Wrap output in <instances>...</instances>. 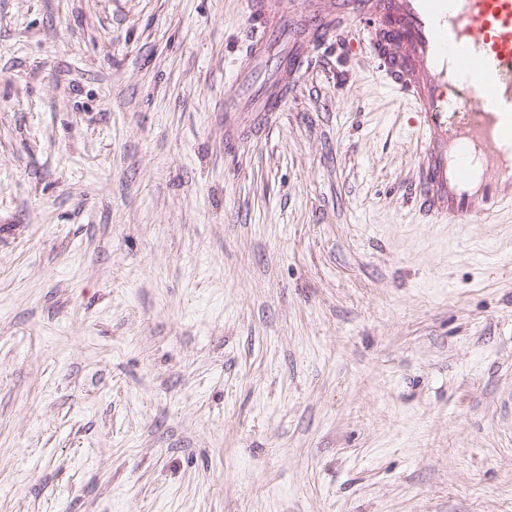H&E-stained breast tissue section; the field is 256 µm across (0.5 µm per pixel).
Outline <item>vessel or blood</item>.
<instances>
[{
  "instance_id": "1",
  "label": "vessel or blood",
  "mask_w": 512,
  "mask_h": 512,
  "mask_svg": "<svg viewBox=\"0 0 512 512\" xmlns=\"http://www.w3.org/2000/svg\"><path fill=\"white\" fill-rule=\"evenodd\" d=\"M246 63L226 108L279 111L318 32L366 22L382 77L413 115L421 149L410 195L425 224H470L512 209V0H248Z\"/></svg>"
}]
</instances>
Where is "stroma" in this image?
I'll list each match as a JSON object with an SVG mask.
<instances>
[{
    "label": "stroma",
    "mask_w": 512,
    "mask_h": 512,
    "mask_svg": "<svg viewBox=\"0 0 512 512\" xmlns=\"http://www.w3.org/2000/svg\"><path fill=\"white\" fill-rule=\"evenodd\" d=\"M246 0H0V512H512V213L420 224L366 24L240 108Z\"/></svg>",
    "instance_id": "stroma-1"
}]
</instances>
